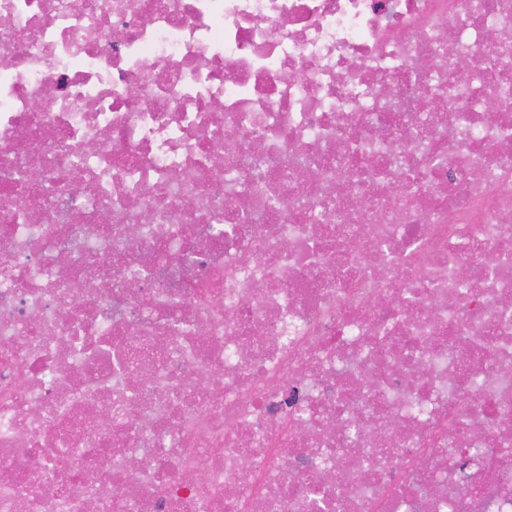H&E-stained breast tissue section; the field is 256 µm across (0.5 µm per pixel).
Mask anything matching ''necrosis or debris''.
<instances>
[{"label": "necrosis or debris", "mask_w": 512, "mask_h": 512, "mask_svg": "<svg viewBox=\"0 0 512 512\" xmlns=\"http://www.w3.org/2000/svg\"><path fill=\"white\" fill-rule=\"evenodd\" d=\"M315 495L512 512V0H0V512Z\"/></svg>", "instance_id": "1"}]
</instances>
